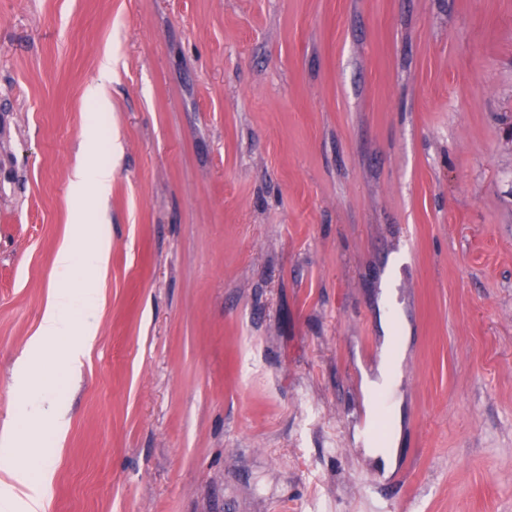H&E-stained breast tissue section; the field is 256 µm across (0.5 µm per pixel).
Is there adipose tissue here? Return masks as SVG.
I'll return each instance as SVG.
<instances>
[{"instance_id":"ef3b65f1","label":"adipose tissue","mask_w":512,"mask_h":512,"mask_svg":"<svg viewBox=\"0 0 512 512\" xmlns=\"http://www.w3.org/2000/svg\"><path fill=\"white\" fill-rule=\"evenodd\" d=\"M70 184L78 191L90 190L93 203L73 209V224L79 234L62 240L54 266L61 272L81 268L83 276L72 286L50 288L39 325L27 342L26 355L17 364L18 374L28 377L36 370V359L54 348L60 349L66 370L78 372L84 351L97 334L96 314L103 301L100 283L109 266L110 244L100 240L94 248L81 251L77 242L79 236L93 232L92 218L99 213L112 187V167L79 157L70 171ZM41 425L51 426L61 434L68 419L62 409L35 396L0 427V442L8 448L24 447ZM51 481L49 471L43 468L0 472V512H46Z\"/></svg>"}]
</instances>
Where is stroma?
Masks as SVG:
<instances>
[{"label": "stroma", "mask_w": 512, "mask_h": 512, "mask_svg": "<svg viewBox=\"0 0 512 512\" xmlns=\"http://www.w3.org/2000/svg\"><path fill=\"white\" fill-rule=\"evenodd\" d=\"M90 123L111 260L80 371L43 365L46 512H512V0H0V421ZM111 63L108 57L101 63L99 69V77L97 81L90 84L85 91V95L89 100L95 101L100 106H108V86L111 81Z\"/></svg>", "instance_id": "1"}]
</instances>
